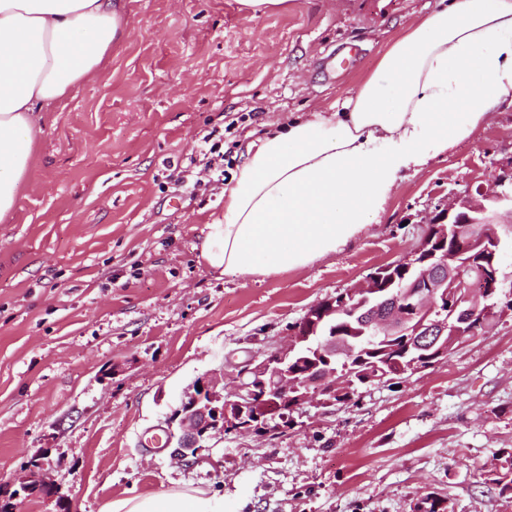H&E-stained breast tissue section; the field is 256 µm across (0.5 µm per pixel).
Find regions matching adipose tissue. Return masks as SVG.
I'll list each match as a JSON object with an SVG mask.
<instances>
[{
    "instance_id": "adipose-tissue-1",
    "label": "adipose tissue",
    "mask_w": 512,
    "mask_h": 512,
    "mask_svg": "<svg viewBox=\"0 0 512 512\" xmlns=\"http://www.w3.org/2000/svg\"><path fill=\"white\" fill-rule=\"evenodd\" d=\"M127 22L119 0H0V220L13 210L39 113L104 67ZM512 105V0H443L408 21L337 109L295 115L253 142L198 251L213 273L270 278L382 223L407 172ZM103 512H224L191 488L117 499Z\"/></svg>"
}]
</instances>
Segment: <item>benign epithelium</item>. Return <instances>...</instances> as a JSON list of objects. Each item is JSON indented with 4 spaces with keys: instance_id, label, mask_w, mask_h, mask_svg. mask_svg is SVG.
Segmentation results:
<instances>
[{
    "instance_id": "1",
    "label": "benign epithelium",
    "mask_w": 512,
    "mask_h": 512,
    "mask_svg": "<svg viewBox=\"0 0 512 512\" xmlns=\"http://www.w3.org/2000/svg\"><path fill=\"white\" fill-rule=\"evenodd\" d=\"M501 190L491 196L466 194L439 210L431 231L417 249L393 264L370 273L359 287L326 298L291 329L289 343L248 361L238 371L240 384L228 396L223 378L211 374L194 381L165 420L164 431L177 438L170 457L188 463L206 443L225 430L267 434L278 429L282 407L295 409L311 397V379L300 371L308 342L324 331L321 325L348 315L345 332H333L316 350L324 362L318 369L319 392L333 404L349 376L338 375L336 359L354 357L350 336L400 337L404 363L383 370L380 379L418 370L435 353H448V337L470 336L512 311V285L500 276L508 250L499 235L498 210L512 217V170L500 178ZM483 228L478 229L476 225ZM454 247L448 248V240ZM477 271L476 287L466 284L463 269ZM46 456L32 458L15 479L16 495L56 498L58 512H73L46 477Z\"/></svg>"
}]
</instances>
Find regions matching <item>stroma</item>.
<instances>
[{
	"label": "stroma",
	"instance_id": "35a3bbf8",
	"mask_svg": "<svg viewBox=\"0 0 512 512\" xmlns=\"http://www.w3.org/2000/svg\"><path fill=\"white\" fill-rule=\"evenodd\" d=\"M112 61L43 110L32 168L0 221V506L27 461L75 512L189 485L224 512H512L484 473L512 451V315L398 385L355 403L310 399L292 426L216 437L194 464L149 451L197 378L282 346L317 302L420 242L456 197L492 192L512 169V108L394 189L382 223L311 265L256 280L217 277L196 248L224 205L178 179L201 131L237 124L225 178L275 124L344 99L387 44L435 0H288L255 16L238 0H121Z\"/></svg>",
	"mask_w": 512,
	"mask_h": 512
}]
</instances>
